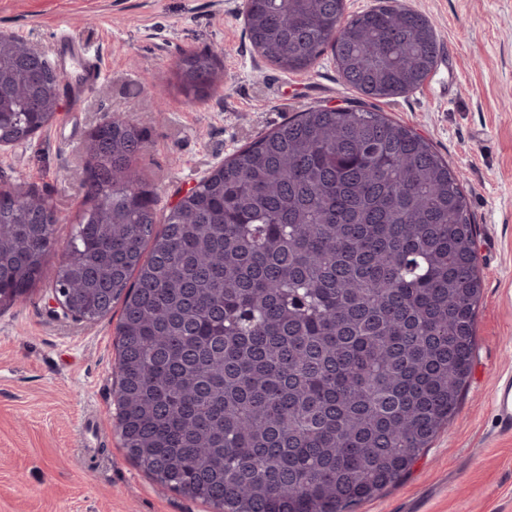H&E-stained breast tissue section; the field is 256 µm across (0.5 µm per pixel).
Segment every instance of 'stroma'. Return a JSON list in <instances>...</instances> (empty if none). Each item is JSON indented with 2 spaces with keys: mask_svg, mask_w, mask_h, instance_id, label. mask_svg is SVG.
Here are the masks:
<instances>
[{
  "mask_svg": "<svg viewBox=\"0 0 512 512\" xmlns=\"http://www.w3.org/2000/svg\"><path fill=\"white\" fill-rule=\"evenodd\" d=\"M441 45L417 90L377 101L429 140L461 178L482 268L476 353L458 412L411 472L355 512H512V436L492 404L512 377V0H402ZM244 0H0V34L50 52L60 25L101 49L103 76L65 73L57 115L0 150V185L49 196L57 265L86 194L83 143L107 116L145 134L137 165L165 213L235 150L312 106H342L331 52L285 72L250 43ZM208 50L224 81L200 100L177 89L183 52ZM50 278L0 310V512H210L163 488L129 458L116 419L120 308L88 322L51 311Z\"/></svg>",
  "mask_w": 512,
  "mask_h": 512,
  "instance_id": "1",
  "label": "stroma"
}]
</instances>
